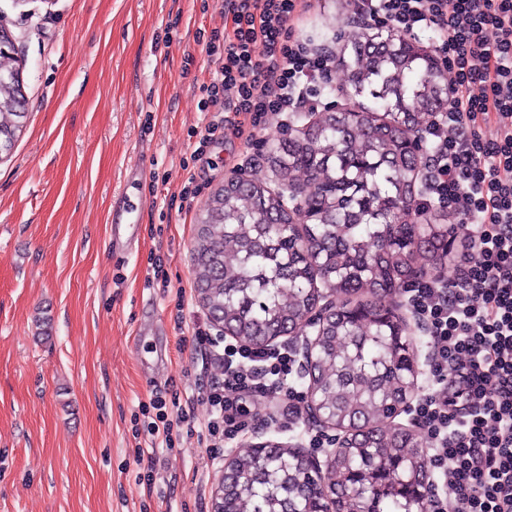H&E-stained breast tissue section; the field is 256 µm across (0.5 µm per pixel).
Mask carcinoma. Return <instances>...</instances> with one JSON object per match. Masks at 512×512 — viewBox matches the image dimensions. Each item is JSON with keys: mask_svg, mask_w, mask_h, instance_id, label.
<instances>
[{"mask_svg": "<svg viewBox=\"0 0 512 512\" xmlns=\"http://www.w3.org/2000/svg\"><path fill=\"white\" fill-rule=\"evenodd\" d=\"M351 39L353 108L306 122L271 146L281 190L228 181L198 221L200 301L240 343L301 327L325 290L348 297L322 324L306 386L338 435L330 481L308 470L296 448H252L228 464L223 512H324L331 496L366 512H426L424 456L392 422L413 391L412 347L397 302L373 297L407 288L416 264L435 268L448 258L444 218L401 220L416 202L419 114L446 98L448 86L431 56L404 38L383 51L367 48L363 33ZM1 47L0 155H7L27 113L15 111L13 44ZM275 219L279 233L270 229Z\"/></svg>", "mask_w": 512, "mask_h": 512, "instance_id": "cac0c4a2", "label": "carcinoma"}]
</instances>
